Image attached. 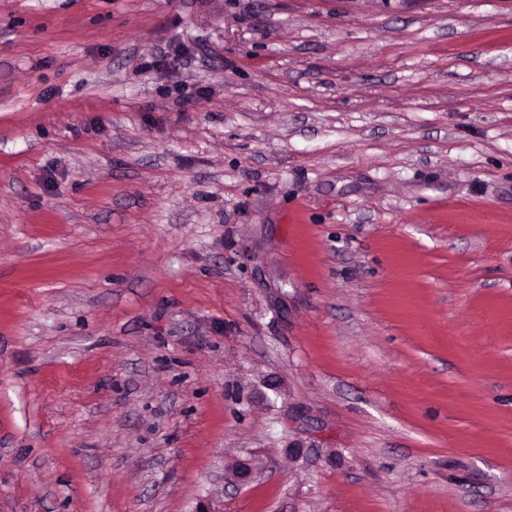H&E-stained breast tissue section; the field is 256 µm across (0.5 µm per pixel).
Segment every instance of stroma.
I'll list each match as a JSON object with an SVG mask.
<instances>
[{
    "label": "stroma",
    "mask_w": 512,
    "mask_h": 512,
    "mask_svg": "<svg viewBox=\"0 0 512 512\" xmlns=\"http://www.w3.org/2000/svg\"><path fill=\"white\" fill-rule=\"evenodd\" d=\"M202 504L512 512V0H0V512Z\"/></svg>",
    "instance_id": "35a3bbf8"
}]
</instances>
